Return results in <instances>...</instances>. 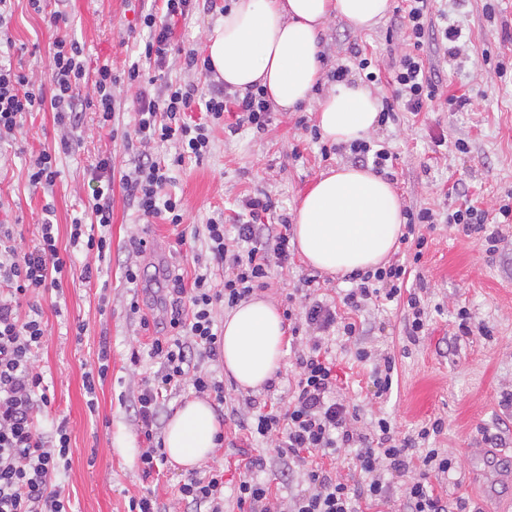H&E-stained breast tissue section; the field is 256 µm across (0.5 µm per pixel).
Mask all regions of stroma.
<instances>
[{"label":"stroma","mask_w":512,"mask_h":512,"mask_svg":"<svg viewBox=\"0 0 512 512\" xmlns=\"http://www.w3.org/2000/svg\"><path fill=\"white\" fill-rule=\"evenodd\" d=\"M216 0L209 12L198 11L175 28L178 45L205 50L208 37L221 21L224 5ZM151 0H46L35 12L28 0H9L10 44L0 46V61L22 68L34 78H49L50 49L56 36L50 12L68 17L66 29L79 42L88 68L110 62L115 71L136 60L148 36L139 24L141 9ZM436 27L459 25L465 36L457 60H449L440 42L423 47L427 67L442 82V95L425 102L421 111L397 110L394 120L378 125L372 141L384 142L392 155L390 181L404 209L428 208L445 215L473 205L495 214L501 200L512 195V0H432ZM404 0H391L387 15L375 25L358 29L347 20L331 21L321 40L325 72L350 66L351 81H360L351 49L371 58L381 79L372 83L378 100L391 97L388 79L399 58L411 52ZM318 85L313 102L294 112L274 111L264 132L242 128L230 133L234 113L215 127L212 148L203 159H188L172 171L169 186L181 197L186 212L181 226L149 223L139 218L121 186L112 188V222L106 229L112 242L110 261L101 263L98 278L84 281L80 272L94 256L71 250L74 220L89 222L86 209L95 183L93 168L111 156L117 173L132 169L133 154L123 139L132 125L133 88L116 89L118 111L114 130L99 128L93 108H86L72 152L59 155L60 175L54 186L33 187L28 169L57 135L51 111L31 112L23 120L17 142L0 143V205L9 211L19 251L37 244L44 221H51L59 249L70 250L72 270L62 292L46 291L21 300L19 313L38 308L48 337L36 364L49 386L50 403L39 416L40 426L52 420L68 423L72 448L69 467L60 482L72 512H128L130 499L152 493L162 512H200L181 501L179 486L187 471L170 463L144 474L138 458L147 442L136 414L145 382L162 370L150 351L164 334L169 315L170 275L181 274L191 286L199 262L209 253L203 240L192 239L215 213L232 215L242 197L268 195L278 214H292L313 181L332 168L353 165L349 148L322 154L321 142L309 129L317 124V101L333 87ZM451 96L466 98L464 107L448 105ZM465 141L468 152L454 148ZM495 253H486L477 235L461 226L439 223L426 230L428 246L409 277L408 288L423 287L431 326L417 339L406 335L402 306L367 304L358 314L363 326L353 340L336 338L329 347L337 371L345 378L342 396L357 410L355 425L363 432L387 419L404 434L417 432L429 420H443L444 429L427 445L453 458L451 481L435 482L448 499H465L471 512H512V223L499 227ZM138 267L137 284L127 283V266ZM315 275L316 289L305 277ZM350 284L343 275L313 273L301 257L285 268L275 267L261 294L280 310L300 306L304 297L340 301ZM467 308L473 322L487 335H459L457 312ZM108 342L111 361L105 380L88 397L83 376L97 369L101 342ZM368 351L358 361L357 350ZM392 359V387L379 393L374 369ZM294 348L285 345L273 378L275 389L245 390L227 377L222 356L202 358L200 369L224 382V403L215 404L224 441L209 464L224 470V512H239L233 488L249 460L263 464L259 477L272 500L287 512L292 500L308 489L305 470L286 466L269 440L247 445L226 415L228 407L248 401L287 403L296 376Z\"/></svg>","instance_id":"1"}]
</instances>
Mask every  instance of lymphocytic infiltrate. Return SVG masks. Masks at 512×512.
Segmentation results:
<instances>
[{"instance_id": "1", "label": "lymphocytic infiltrate", "mask_w": 512, "mask_h": 512, "mask_svg": "<svg viewBox=\"0 0 512 512\" xmlns=\"http://www.w3.org/2000/svg\"><path fill=\"white\" fill-rule=\"evenodd\" d=\"M201 0H162L160 12H148L141 20L148 30L142 61L128 65L123 76H116L111 65L99 66L88 73L80 44L59 33L52 43L49 83L38 82L28 74L0 64V141L15 139L28 112L50 107L59 129L56 146L42 150L34 159L28 178L32 186H53L59 174L57 157L72 151L74 132L84 101L81 88L86 76H93L96 98L93 107L99 114L100 128L110 127L115 115L114 89L119 81L135 87L133 135L139 145L132 172L121 178L122 187L143 219H158L166 224L184 222L181 198L166 193L173 167L185 159L204 157L210 151L211 133L225 113L237 115V127L263 132L271 121L272 105L264 91L244 93L224 84L211 86L208 97H201L194 83H165L150 90L143 84L142 66L166 68L170 54H177L185 68L203 76L214 72L209 58L192 48L174 45L176 21L187 19ZM430 0H407L409 36L414 53L403 55L392 80L396 86L394 103H402L410 112L420 111L424 102L435 98L439 82L426 70L417 50L433 28L428 19ZM385 104L380 122L392 119L394 108ZM203 107V121L188 120V112ZM174 142L177 151L172 161L155 156L153 144ZM98 187L89 208L97 224L112 221V159L100 158L93 170ZM274 204L269 196L243 198L233 221L235 237H228L223 217L209 218L205 226V245L216 264L230 263L231 272L223 281H214L210 271L198 272L192 287H184L180 275L171 278L169 319L164 337L155 339L151 352L162 361L159 383H145L138 397L137 415L144 429L146 448L140 455L143 473H151L164 460L162 445L154 436L159 413L160 385L190 380L196 393L224 398V384L212 374L195 369L198 357L216 356L223 331L213 309L217 303L233 307L250 297L255 289L266 287L272 264L287 266L290 220L279 215L268 224L264 214ZM68 260L59 250L52 224L42 227L39 242L18 252L11 225L0 221V512H71L70 499L54 486L56 476L69 465L70 437L66 422L40 429L36 411L49 403L44 377L35 366V357L43 345L47 330L39 315L20 318L21 297L52 289L62 290ZM410 271L394 262L373 270L350 273L352 288L343 301L351 310L366 301L405 300L408 311V337L420 336L428 326V313L419 295L404 294ZM304 325L315 331L303 341L296 355L299 370L287 406L272 405L253 412L242 420L241 429L253 438H275L278 453L292 463L307 468L309 489L293 501L291 512H360L362 501L384 500L386 485L381 473L390 470L411 476L403 492L406 512H466L463 501H452L436 494L427 478L429 473L448 475L455 468L452 458L428 449L416 455L420 442L440 433L442 420H434L414 435H402L388 420H378L373 434L355 429V414L338 396L336 361L329 355L326 336L339 334L345 339L359 336L357 322L338 316L335 308L314 300L305 305ZM356 449L357 466L365 476L363 483L349 485L330 470L319 466L315 456H330L337 449ZM181 500L207 505L208 512H224V473L210 469L192 475L178 488Z\"/></svg>"}]
</instances>
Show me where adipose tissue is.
<instances>
[{"mask_svg": "<svg viewBox=\"0 0 512 512\" xmlns=\"http://www.w3.org/2000/svg\"><path fill=\"white\" fill-rule=\"evenodd\" d=\"M389 0H231L209 38L216 79L245 92L260 85L279 110L307 103L323 78L320 37L330 19L358 28L374 25ZM376 98L360 83L341 82L319 103L317 125L333 144L360 140L375 130ZM303 261L336 274L384 264L402 235V203L394 186L361 167L321 174L293 216ZM286 327L278 307L254 296L224 317V368L244 389H258L279 366ZM220 422L207 400L186 401L169 418L162 448L171 463L191 469L213 456Z\"/></svg>", "mask_w": 512, "mask_h": 512, "instance_id": "1", "label": "adipose tissue"}]
</instances>
